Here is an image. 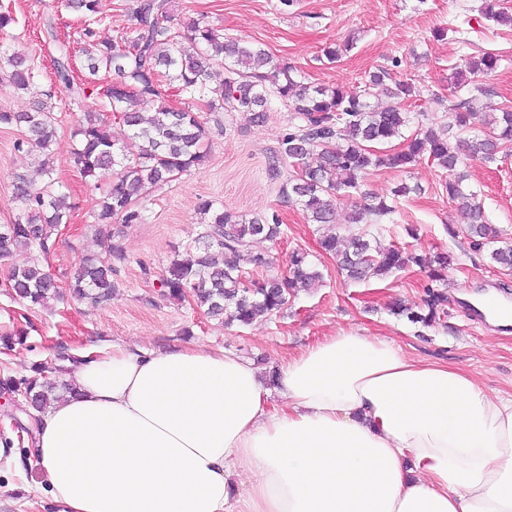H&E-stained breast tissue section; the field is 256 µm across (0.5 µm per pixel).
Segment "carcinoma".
Masks as SVG:
<instances>
[{
    "instance_id": "1",
    "label": "carcinoma",
    "mask_w": 512,
    "mask_h": 512,
    "mask_svg": "<svg viewBox=\"0 0 512 512\" xmlns=\"http://www.w3.org/2000/svg\"><path fill=\"white\" fill-rule=\"evenodd\" d=\"M65 8L83 19L81 51L89 74L102 73L110 78L112 87L99 95L120 115L137 145L136 154L129 157L127 145L113 140L107 122L95 113L87 114L73 132L75 162L82 178L96 182L106 172L115 174L98 201L95 215L105 256L86 255L79 261L71 280V293L77 299L92 305L112 300L116 288L113 262L126 260L122 245L107 229L112 219L117 217L124 224L141 221L139 204L154 187L202 168L207 160L204 122L191 108H174L164 102L165 75L178 82L181 93L190 99L209 91L215 94L219 108L226 112L247 110L258 122L265 120L272 99L288 108L292 125L281 139L279 154L295 175L288 180L285 196L301 204L312 223H333L335 204L360 192L368 169L385 165L407 168L426 156L453 175L448 180V198L456 205L463 224L448 226V235H462L477 247L498 242L499 228L489 223L477 192L464 184L466 176L457 169L466 153L493 160L502 144L512 142V109L487 114L478 105V98L456 102L452 93L448 96L447 125L421 128L406 138L404 131L410 124L406 104L417 100L420 92L407 80H395L389 89L392 103L382 109L372 107L368 89L384 81V70L371 75L364 89L356 93L338 85H311L288 62L274 61L258 45L226 39L220 30L202 21L172 27L169 0H143L137 13L138 34L132 48L123 50L95 39L94 26L104 19L101 0H65ZM480 11L491 21L505 17L500 0H482ZM59 52L53 58L56 78L63 88L79 96L85 88L70 77L68 47L60 45ZM3 59L17 89L27 90L38 80L39 73L27 58L5 54ZM499 62V56L485 53L477 59H465L464 67L476 77L495 71ZM217 67L224 68V79L212 87ZM148 108L152 113L146 117ZM477 122L488 131L464 140L465 152H460L452 140ZM0 125L24 127V143L43 152L57 133L55 118L43 107L32 112H0ZM402 137L405 144L399 149L386 153L374 150ZM40 174L44 183L39 187L23 176L17 177L15 201L22 214L10 224H0L1 262L35 246L46 249L59 226L68 223L67 195L56 190L50 160L42 161ZM363 199L364 203L350 213L349 223L366 224L371 219L378 224L395 212V206L384 197L366 194ZM199 210L208 216L205 231L197 239L193 255L176 257L166 268L161 286L167 298L184 301L189 297L209 318L226 326H244L260 316L282 312L299 293L318 287L322 281V273L309 262L308 254L299 250L290 255L288 271L260 280L247 279L243 266L263 271L273 264L268 253L250 250V243L277 239L281 227L278 215L247 218L209 201L202 202ZM319 244L335 259L338 270L355 282H368L414 265L429 269L431 280L440 282L452 261L445 252L427 257L396 247L383 248L376 239L357 233L348 237L326 233L320 236ZM490 257L500 267L512 269V245L494 248ZM8 279L14 294L33 305L46 306L60 297L55 277L39 264L12 265ZM447 302L444 293L429 287L418 310L396 303L393 311L414 324L434 327L443 321ZM15 383L23 390L27 404L38 411L47 408L60 387L42 364L33 366L29 376L6 380L8 385Z\"/></svg>"
}]
</instances>
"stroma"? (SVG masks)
I'll list each match as a JSON object with an SVG mask.
<instances>
[{
    "label": "stroma",
    "mask_w": 512,
    "mask_h": 512,
    "mask_svg": "<svg viewBox=\"0 0 512 512\" xmlns=\"http://www.w3.org/2000/svg\"><path fill=\"white\" fill-rule=\"evenodd\" d=\"M142 0H102L105 20L97 38L120 47L130 46L138 33L137 11ZM481 0H171L175 23L204 19L223 30L225 37L262 47L277 59L297 66L307 81L362 90L369 73L385 69L392 78L412 80L420 91L419 124L435 128L448 122V79L461 58L491 52L501 55L500 67L475 78L462 96L475 87L487 88L480 103L484 111L512 107V22L486 20ZM15 18L12 28L0 31V48L27 56L40 77L30 90L16 89L0 70V110L26 112L45 104L57 120V134L48 153L17 149L23 128L0 127V224L19 215L14 201L18 176L37 180L42 158H49L54 175L66 187L71 205L68 225L59 227L47 250L32 248L14 256L13 263L37 261L49 266L63 298L34 306L6 288L8 266L0 263V337L22 328L25 343L0 346V380L27 375L32 365L61 367V355L114 343L150 349H172L196 341L226 348L262 369L275 368L282 358L298 353L338 330L383 336L407 355L444 361L472 373L490 394L512 395V329L501 333L470 322L457 294L485 293L487 288L512 299V270L492 262L488 249H476L464 237H450L447 226L459 218L448 198L447 171L423 159L405 169L381 167L369 171L364 189L378 196L406 182L421 193L400 198L384 225H359L385 247H401L419 254L445 251L453 255L444 282L432 283L427 269L412 267L366 283L344 281L333 259L318 247L320 233L298 204L286 201L282 190L291 167L272 174L269 161L291 124L287 107L272 102L263 122L250 112H212L206 101H186L176 88L167 91L174 105L191 104L209 129L208 160L202 169L157 186L142 202L138 224L114 223L112 235L122 243L126 259L118 263L116 288L110 304L92 307L68 296L69 274L86 254L101 253L95 235L97 202L112 181H85L74 159L73 132L85 113L104 112L101 98L79 97L60 90L49 46L50 34L70 50L76 79L87 76L80 43L84 25L65 11L59 0H0V12ZM443 38H434L437 29ZM339 57L328 60L327 48ZM53 97H45V90ZM467 185L477 191L501 239L512 244V143L495 160L467 158ZM209 199L238 215L278 214L281 233L276 241L254 247L273 258L272 272L283 271L292 251L308 252L323 273L321 286L300 293L283 313L261 317L244 327L227 328L207 318L190 302L178 303L161 294L160 280L175 254L191 248L202 230L200 201ZM448 296V312L441 325L426 329L393 315L388 305L399 300L418 307L428 286ZM39 478L32 456L15 446L9 461L0 460V512H56L50 497L35 508L20 503L14 486Z\"/></svg>",
    "instance_id": "stroma-1"
}]
</instances>
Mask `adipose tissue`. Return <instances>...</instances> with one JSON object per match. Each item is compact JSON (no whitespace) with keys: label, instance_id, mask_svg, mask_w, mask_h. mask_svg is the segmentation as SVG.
Masks as SVG:
<instances>
[{"label":"adipose tissue","instance_id":"adipose-tissue-1","mask_svg":"<svg viewBox=\"0 0 512 512\" xmlns=\"http://www.w3.org/2000/svg\"><path fill=\"white\" fill-rule=\"evenodd\" d=\"M32 454L58 512H512V396L338 331L276 382L225 348L82 354Z\"/></svg>","mask_w":512,"mask_h":512}]
</instances>
